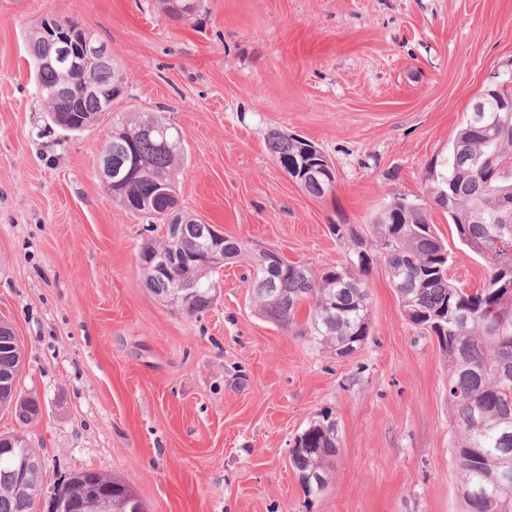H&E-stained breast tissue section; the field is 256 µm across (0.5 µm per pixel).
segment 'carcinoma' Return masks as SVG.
<instances>
[{"label":"carcinoma","mask_w":512,"mask_h":512,"mask_svg":"<svg viewBox=\"0 0 512 512\" xmlns=\"http://www.w3.org/2000/svg\"><path fill=\"white\" fill-rule=\"evenodd\" d=\"M171 17L191 12L188 0H158ZM43 18L28 34L35 63L59 54ZM125 75L112 55L86 72L83 57L37 67L36 89H65L42 103L55 124L71 132L93 126L112 110L110 101L124 91ZM512 102V75L496 96L477 98L483 111L466 113L451 156L436 175L434 202L448 210L459 241L488 268L483 285L471 292L456 286L448 271L452 255L429 223L418 200L393 196L374 219L375 238L366 240L354 224H334L336 239L351 250L337 266L322 271L285 259L266 247L216 237L209 225L175 214L176 230L161 242H147L139 254L146 285L168 308L188 315L207 309L224 262L245 257L250 266L251 297L259 314L282 327L308 303L300 335L308 336L338 358L354 354L370 335L372 308L366 269L379 259L407 321L434 336L448 359V407L457 437L453 445L460 471L463 512H512V118L501 101ZM270 151L310 195L331 191L335 175L329 157L314 143L285 130L269 132ZM112 164V199L129 212L153 220L167 218L177 206L175 174L184 162L179 128L160 112H137L114 120L99 148ZM448 193V201L439 198ZM177 261L168 274L159 265ZM21 347L12 326L0 319V407L14 410L27 425L39 417V403L12 388L18 378ZM340 450L336 419L324 411L295 439L291 466L307 497L329 484ZM29 464L19 487L16 464L0 461V512H32L41 494L40 455L25 445ZM88 491L112 498V512H147L123 481L96 471L64 478L56 492L77 499Z\"/></svg>","instance_id":"cac0c4a2"}]
</instances>
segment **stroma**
<instances>
[{
  "label": "stroma",
  "instance_id": "obj_1",
  "mask_svg": "<svg viewBox=\"0 0 512 512\" xmlns=\"http://www.w3.org/2000/svg\"><path fill=\"white\" fill-rule=\"evenodd\" d=\"M78 20L121 64L126 98L81 134L36 93L27 35ZM512 70V0H203L176 19L154 0H0V318L22 347L25 431L46 489L91 469L124 480L148 512H461L448 366L405 319L383 262L364 279L372 328L336 358L253 306L248 265L220 271L209 308L175 312L138 264L167 227L112 200L96 153L133 106L165 113L187 151L179 208L224 236L315 269L364 238L395 195L427 201L453 282L487 269L431 204L435 161L471 103ZM281 129L315 143L336 183L317 198L270 152ZM332 411L340 451L328 490L306 497L294 439Z\"/></svg>",
  "mask_w": 512,
  "mask_h": 512
}]
</instances>
